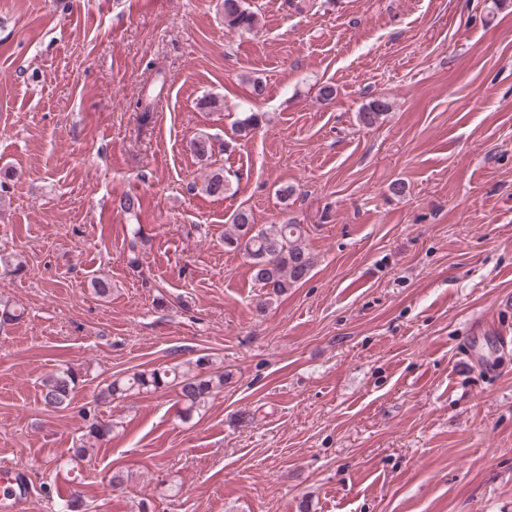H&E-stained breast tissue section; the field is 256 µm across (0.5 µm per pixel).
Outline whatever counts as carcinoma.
Wrapping results in <instances>:
<instances>
[{
    "label": "carcinoma",
    "mask_w": 512,
    "mask_h": 512,
    "mask_svg": "<svg viewBox=\"0 0 512 512\" xmlns=\"http://www.w3.org/2000/svg\"><path fill=\"white\" fill-rule=\"evenodd\" d=\"M224 24L241 32H251L259 25L255 12L244 6V0H224ZM389 103L375 99L359 112L360 124L371 127L377 123ZM202 191L220 197L226 191L224 174L210 173L204 180ZM305 228L292 219L267 228L255 229L251 217L245 211L231 216L229 231L224 233V246L240 250L250 260L254 278L268 295L281 296L295 287L309 274L314 266L312 254L303 244ZM212 359L203 355L194 361L174 366L135 371L118 377L93 395L97 407L107 406L115 398L135 394L157 393L169 388L176 390L182 404L181 416L190 419L205 411L210 399L224 389V372L210 371ZM78 373L71 368L57 370L42 382V399L45 406L55 410L69 408ZM117 424L92 415L85 419L82 440L85 445L69 448V460L79 462L89 455L90 447L107 441Z\"/></svg>",
    "instance_id": "cac0c4a2"
}]
</instances>
